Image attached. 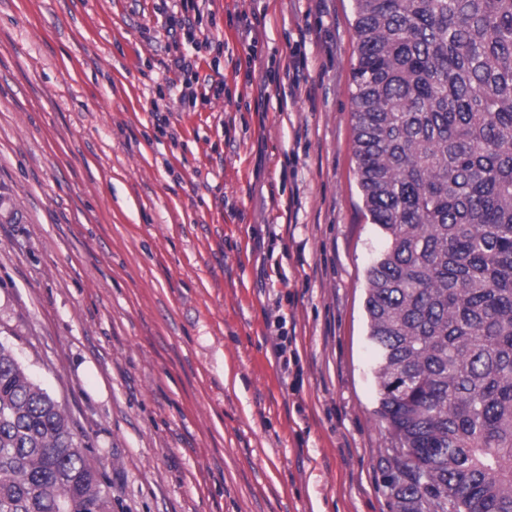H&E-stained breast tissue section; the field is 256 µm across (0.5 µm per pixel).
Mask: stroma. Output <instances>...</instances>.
Here are the masks:
<instances>
[{
	"label": "stroma",
	"instance_id": "obj_1",
	"mask_svg": "<svg viewBox=\"0 0 512 512\" xmlns=\"http://www.w3.org/2000/svg\"><path fill=\"white\" fill-rule=\"evenodd\" d=\"M163 7L0 0V343L115 512H393L352 0H212L177 45L193 77L166 69Z\"/></svg>",
	"mask_w": 512,
	"mask_h": 512
}]
</instances>
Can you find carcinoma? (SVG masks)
<instances>
[{
  "label": "carcinoma",
  "instance_id": "cac0c4a2",
  "mask_svg": "<svg viewBox=\"0 0 512 512\" xmlns=\"http://www.w3.org/2000/svg\"><path fill=\"white\" fill-rule=\"evenodd\" d=\"M375 414L397 512H512V0H353ZM0 343V512H113Z\"/></svg>",
  "mask_w": 512,
  "mask_h": 512
}]
</instances>
